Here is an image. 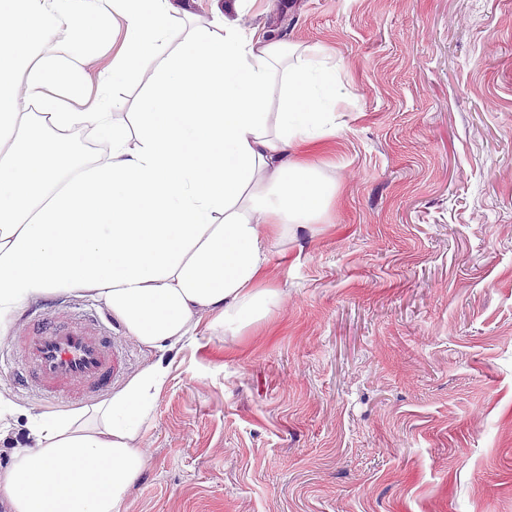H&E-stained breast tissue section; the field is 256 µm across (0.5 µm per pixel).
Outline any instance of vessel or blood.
I'll use <instances>...</instances> for the list:
<instances>
[{
    "label": "vessel or blood",
    "mask_w": 512,
    "mask_h": 512,
    "mask_svg": "<svg viewBox=\"0 0 512 512\" xmlns=\"http://www.w3.org/2000/svg\"><path fill=\"white\" fill-rule=\"evenodd\" d=\"M0 361L18 389L52 402L105 396L125 375L129 350L109 317L93 311H29Z\"/></svg>",
    "instance_id": "vessel-or-blood-1"
}]
</instances>
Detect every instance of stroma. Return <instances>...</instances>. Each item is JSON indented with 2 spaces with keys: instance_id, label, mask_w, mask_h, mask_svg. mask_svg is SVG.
I'll return each instance as SVG.
<instances>
[{
  "instance_id": "stroma-1",
  "label": "stroma",
  "mask_w": 512,
  "mask_h": 512,
  "mask_svg": "<svg viewBox=\"0 0 512 512\" xmlns=\"http://www.w3.org/2000/svg\"><path fill=\"white\" fill-rule=\"evenodd\" d=\"M172 44L217 17L341 66L314 163L336 195L288 225L280 302L235 336L201 318L170 362L125 512H512V0H171ZM81 76L131 125L145 75Z\"/></svg>"
}]
</instances>
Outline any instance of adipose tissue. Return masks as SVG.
Here are the masks:
<instances>
[{
    "label": "adipose tissue",
    "mask_w": 512,
    "mask_h": 512,
    "mask_svg": "<svg viewBox=\"0 0 512 512\" xmlns=\"http://www.w3.org/2000/svg\"><path fill=\"white\" fill-rule=\"evenodd\" d=\"M117 2L127 36L106 78L151 73L129 133L101 105L63 103L79 98L86 57L46 44L65 24L90 30L78 0H0L1 336L26 303L78 291L148 349L192 340L201 313L241 333L279 303L265 285L274 239L329 203L308 158L336 126L330 55L227 20L174 46L171 0ZM22 84L39 109L21 118ZM83 128L109 141L108 162L70 155ZM168 374L159 361L98 404L27 415L0 498L12 512H122Z\"/></svg>",
    "instance_id": "1"
}]
</instances>
